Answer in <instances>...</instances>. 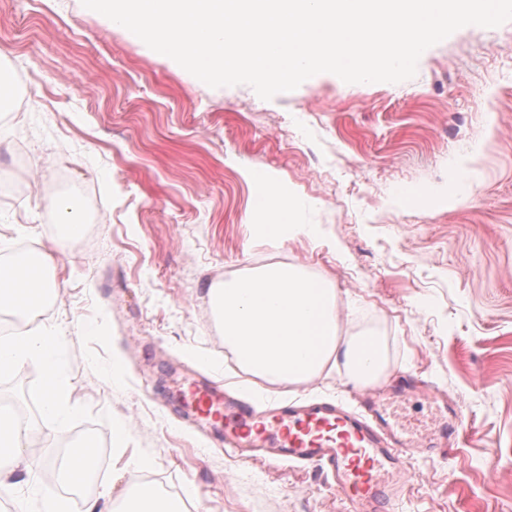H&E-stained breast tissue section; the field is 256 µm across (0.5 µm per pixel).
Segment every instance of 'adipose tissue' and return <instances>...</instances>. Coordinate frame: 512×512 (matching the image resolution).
Returning <instances> with one entry per match:
<instances>
[{"label": "adipose tissue", "instance_id": "1", "mask_svg": "<svg viewBox=\"0 0 512 512\" xmlns=\"http://www.w3.org/2000/svg\"><path fill=\"white\" fill-rule=\"evenodd\" d=\"M247 177L257 186L252 200L256 222L250 227L254 238L277 244L297 235L315 236L316 225L292 223L291 202L269 172L253 168ZM54 264L50 250L33 249L0 265V314L33 318L57 289ZM208 296L224 327V349L245 373L244 392L305 387L338 366L348 383L369 387L381 381L387 368L384 336L373 329L340 335L335 288L300 267L269 265L212 286ZM61 345V333L53 326L0 330V380L11 379L23 365H37L43 416L62 434L72 408L60 369ZM28 431L13 407L0 405V479L51 465L47 454L32 450ZM150 467L142 456L128 468L131 499L125 512H185L181 499L165 498L143 480Z\"/></svg>", "mask_w": 512, "mask_h": 512}]
</instances>
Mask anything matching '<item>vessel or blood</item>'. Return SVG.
<instances>
[{"label":"vessel or blood","mask_w":512,"mask_h":512,"mask_svg":"<svg viewBox=\"0 0 512 512\" xmlns=\"http://www.w3.org/2000/svg\"><path fill=\"white\" fill-rule=\"evenodd\" d=\"M182 399L195 417L224 434L236 455L272 449L279 457L319 468L357 512H395L408 480L405 460L432 448L429 436L408 431L392 405L399 391L364 394L356 412L333 403L287 404L257 414L243 398L186 379Z\"/></svg>","instance_id":"vessel-or-blood-1"}]
</instances>
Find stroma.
I'll return each instance as SVG.
<instances>
[{"mask_svg": "<svg viewBox=\"0 0 512 512\" xmlns=\"http://www.w3.org/2000/svg\"><path fill=\"white\" fill-rule=\"evenodd\" d=\"M0 52L28 78L0 116V181L29 188L0 197V235L56 258L59 293L37 321L62 334L74 415L57 435L32 365L0 382V399L25 408L55 457L88 439L101 453L83 492L46 467L0 485V512L42 495L69 512L106 496L123 512V473L142 455L188 512H354L317 468L225 454L178 391L194 369L236 390L207 291L277 263L353 303L344 332L385 336L386 382L410 372L429 385L433 400L396 403L400 420L437 433L439 401L462 409L463 434L408 458L399 512H512V21L458 29L404 82L320 73L269 101L198 82L81 0H0ZM462 163L470 177L447 206L399 200L403 185L450 187ZM255 166L317 237L253 239ZM62 172L101 204L76 244L51 234L40 191Z\"/></svg>", "mask_w": 512, "mask_h": 512, "instance_id": "obj_1", "label": "stroma"}]
</instances>
